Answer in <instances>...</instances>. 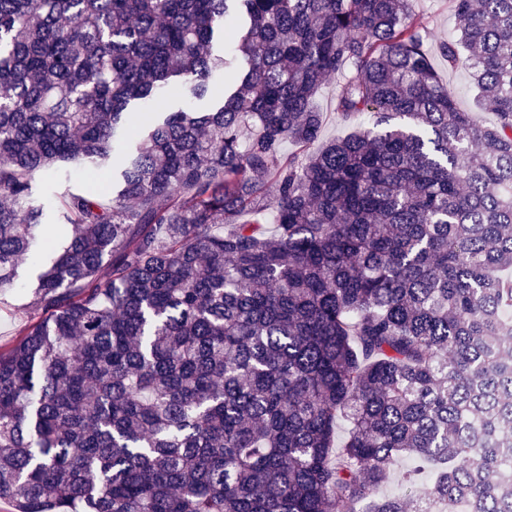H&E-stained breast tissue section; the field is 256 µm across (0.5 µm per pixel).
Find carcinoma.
I'll use <instances>...</instances> for the list:
<instances>
[{
    "label": "carcinoma",
    "mask_w": 512,
    "mask_h": 512,
    "mask_svg": "<svg viewBox=\"0 0 512 512\" xmlns=\"http://www.w3.org/2000/svg\"><path fill=\"white\" fill-rule=\"evenodd\" d=\"M450 2L492 126L414 0H0V291L55 253L0 345V504L512 512V0ZM335 74L372 124L313 152ZM85 166L58 243L34 175ZM402 454L415 499L378 494ZM415 8L429 32L428 50L431 62L454 96L457 106L464 112H474L483 125H493L496 122L495 110L488 102H478L476 90L469 77L466 54L461 55L455 69L448 71V64L438 51L440 43L458 37V22L449 0H416Z\"/></svg>",
    "instance_id": "1"
}]
</instances>
